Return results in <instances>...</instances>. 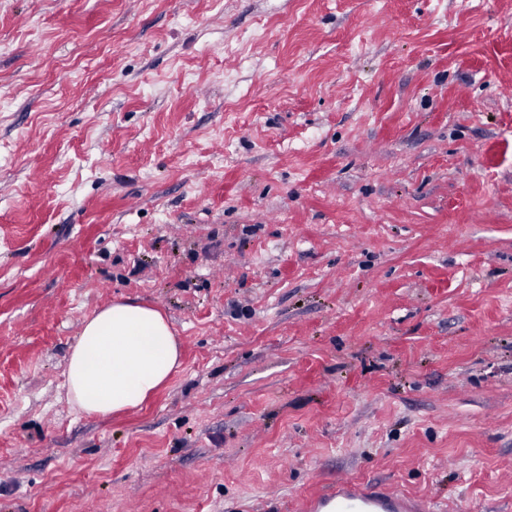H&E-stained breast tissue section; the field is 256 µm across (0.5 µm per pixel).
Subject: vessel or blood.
I'll return each mask as SVG.
<instances>
[{
    "instance_id": "obj_1",
    "label": "vessel or blood",
    "mask_w": 512,
    "mask_h": 512,
    "mask_svg": "<svg viewBox=\"0 0 512 512\" xmlns=\"http://www.w3.org/2000/svg\"><path fill=\"white\" fill-rule=\"evenodd\" d=\"M312 512H426L423 502L389 490H373L348 481L315 498Z\"/></svg>"
}]
</instances>
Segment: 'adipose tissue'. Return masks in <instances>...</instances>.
<instances>
[{"label":"adipose tissue","mask_w":512,"mask_h":512,"mask_svg":"<svg viewBox=\"0 0 512 512\" xmlns=\"http://www.w3.org/2000/svg\"><path fill=\"white\" fill-rule=\"evenodd\" d=\"M180 353L161 311L114 302L85 320L70 354L66 384L89 416L140 407L177 371Z\"/></svg>","instance_id":"adipose-tissue-1"}]
</instances>
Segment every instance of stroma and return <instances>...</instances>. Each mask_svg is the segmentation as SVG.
<instances>
[{
    "mask_svg": "<svg viewBox=\"0 0 512 512\" xmlns=\"http://www.w3.org/2000/svg\"><path fill=\"white\" fill-rule=\"evenodd\" d=\"M181 366L88 416L105 304ZM512 512V0H0V512ZM310 509L316 512H426L423 502L389 490H373L348 481L315 498Z\"/></svg>",
    "mask_w": 512,
    "mask_h": 512,
    "instance_id": "stroma-1",
    "label": "stroma"
}]
</instances>
